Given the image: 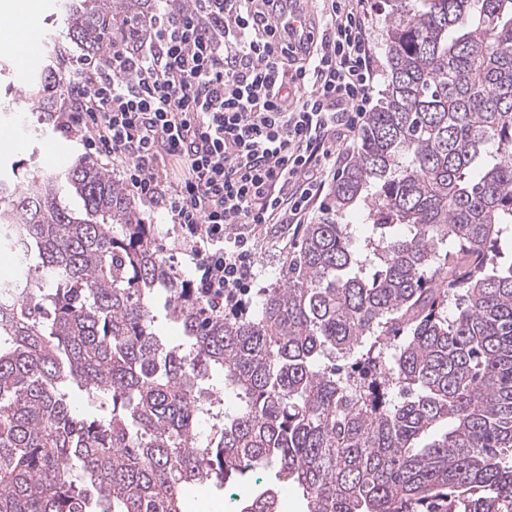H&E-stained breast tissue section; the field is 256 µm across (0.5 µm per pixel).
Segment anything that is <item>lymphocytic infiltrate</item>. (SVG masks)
Instances as JSON below:
<instances>
[{
	"label": "lymphocytic infiltrate",
	"mask_w": 512,
	"mask_h": 512,
	"mask_svg": "<svg viewBox=\"0 0 512 512\" xmlns=\"http://www.w3.org/2000/svg\"><path fill=\"white\" fill-rule=\"evenodd\" d=\"M323 23L317 39L278 0H195L155 10L110 60L72 61L60 129L174 224L213 312L245 306L262 230L308 223L371 110L363 0H330Z\"/></svg>",
	"instance_id": "lymphocytic-infiltrate-1"
}]
</instances>
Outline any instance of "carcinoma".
I'll use <instances>...</instances> for the list:
<instances>
[{
    "instance_id": "1",
    "label": "carcinoma",
    "mask_w": 512,
    "mask_h": 512,
    "mask_svg": "<svg viewBox=\"0 0 512 512\" xmlns=\"http://www.w3.org/2000/svg\"><path fill=\"white\" fill-rule=\"evenodd\" d=\"M384 2L381 102L251 313L206 309L99 164L0 183L28 270L0 324V512H182L184 484L255 468L275 483L240 512H278L281 481L309 512H512V260L495 249L512 233V0ZM153 11L65 0L63 34L106 57ZM63 94L47 66L41 124ZM351 210L372 226L361 247ZM159 292L178 342L154 330Z\"/></svg>"
}]
</instances>
